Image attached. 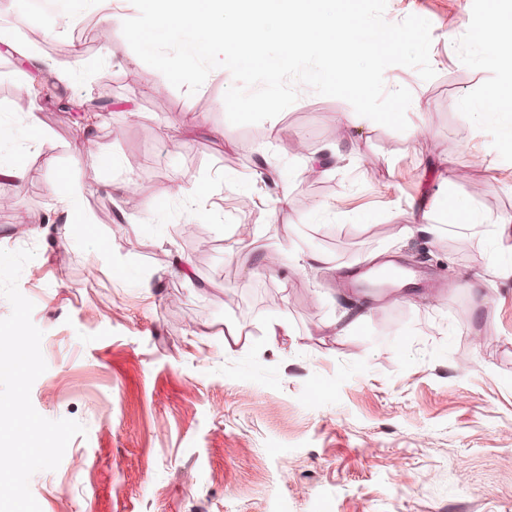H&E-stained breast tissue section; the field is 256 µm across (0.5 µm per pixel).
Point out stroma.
Listing matches in <instances>:
<instances>
[{"mask_svg": "<svg viewBox=\"0 0 512 512\" xmlns=\"http://www.w3.org/2000/svg\"><path fill=\"white\" fill-rule=\"evenodd\" d=\"M52 6L67 28L0 0V165L25 168L0 176L17 204L0 212V249L36 250L18 283L47 363L32 405L87 430L32 476L42 512H512V280L493 275L506 257L492 241L439 206L512 225V143L461 110L501 81L469 33L512 0H387L388 22L431 24L435 77L384 72L386 90L412 93L402 132L351 125L347 101L301 83L278 116L233 125L229 71L190 94L121 26L88 45L86 19L133 18L131 0ZM43 77L58 94H32ZM101 99L91 130L67 110ZM68 182L82 188L70 205ZM197 185L194 210L180 192ZM426 221L438 232L400 236ZM386 258L441 289H345L346 268ZM280 314L291 334L273 349Z\"/></svg>", "mask_w": 512, "mask_h": 512, "instance_id": "stroma-1", "label": "stroma"}]
</instances>
